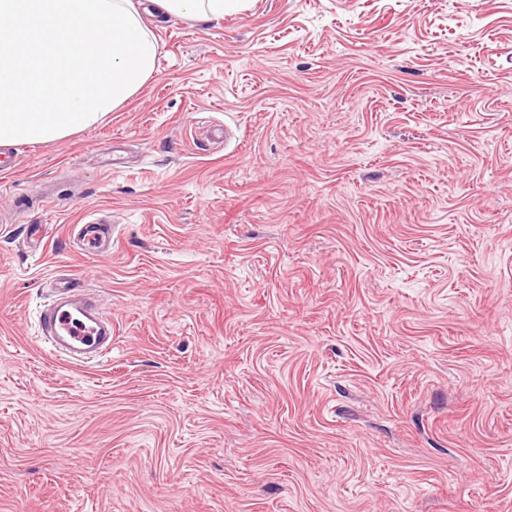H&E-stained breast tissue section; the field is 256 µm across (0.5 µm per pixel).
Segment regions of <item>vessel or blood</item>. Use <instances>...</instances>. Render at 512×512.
Masks as SVG:
<instances>
[{
    "mask_svg": "<svg viewBox=\"0 0 512 512\" xmlns=\"http://www.w3.org/2000/svg\"><path fill=\"white\" fill-rule=\"evenodd\" d=\"M80 253L100 255L111 251L116 238L111 225L91 222L71 227ZM39 329L51 348L76 362L100 358L112 343V324L97 299L63 282L39 315Z\"/></svg>",
    "mask_w": 512,
    "mask_h": 512,
    "instance_id": "vessel-or-blood-1",
    "label": "vessel or blood"
}]
</instances>
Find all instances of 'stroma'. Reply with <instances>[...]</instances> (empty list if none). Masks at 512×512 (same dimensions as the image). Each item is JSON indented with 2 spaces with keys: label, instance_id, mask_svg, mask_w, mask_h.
<instances>
[{
  "label": "stroma",
  "instance_id": "35a3bbf8",
  "mask_svg": "<svg viewBox=\"0 0 512 512\" xmlns=\"http://www.w3.org/2000/svg\"><path fill=\"white\" fill-rule=\"evenodd\" d=\"M142 18L154 75L0 172V512H512V0ZM76 237V244L82 254L100 255L112 251V243L116 237L111 224H99L90 222L88 224H73L71 231ZM78 286L63 282L42 308L39 315L40 335L51 348L76 362L100 358L112 343V323L100 308L98 300ZM75 321L88 331L72 330Z\"/></svg>",
  "mask_w": 512,
  "mask_h": 512
}]
</instances>
